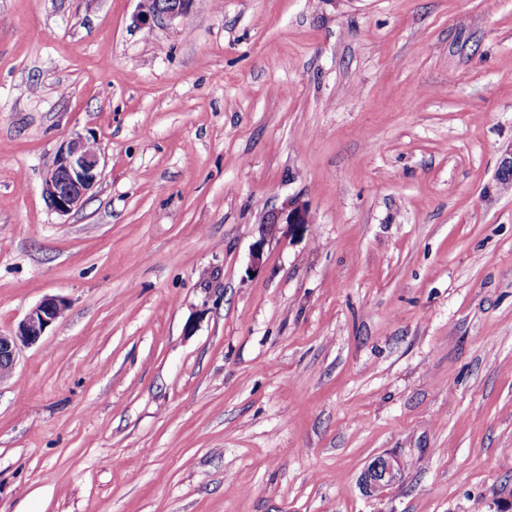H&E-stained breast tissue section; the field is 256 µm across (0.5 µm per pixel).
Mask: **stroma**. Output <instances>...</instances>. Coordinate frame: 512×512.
<instances>
[{"label":"stroma","instance_id":"obj_1","mask_svg":"<svg viewBox=\"0 0 512 512\" xmlns=\"http://www.w3.org/2000/svg\"><path fill=\"white\" fill-rule=\"evenodd\" d=\"M137 8L0 0V512H512V0ZM156 5L147 7V0H139L136 20L147 24L183 18L190 12L194 0H156ZM104 168L105 156L94 140L78 135L64 141L44 174L50 208L65 215L79 207ZM66 307L61 298H46L26 314L15 332L0 333V382L11 376L21 347L36 344L47 328L63 316ZM403 462L396 457H380L366 469L362 478L367 493H378L387 489L403 470Z\"/></svg>","mask_w":512,"mask_h":512}]
</instances>
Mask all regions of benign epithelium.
Masks as SVG:
<instances>
[{
  "label": "benign epithelium",
  "instance_id": "7a95c632",
  "mask_svg": "<svg viewBox=\"0 0 512 512\" xmlns=\"http://www.w3.org/2000/svg\"><path fill=\"white\" fill-rule=\"evenodd\" d=\"M193 2L160 0L149 8L147 0H139L136 20L147 24L183 18L189 14ZM104 168L105 156L95 141L80 135L64 141L44 174L50 208L65 215L79 207L99 182ZM65 310L63 299L46 298L26 314L15 332L0 334V381L11 376L18 351L36 344ZM403 468V462L396 457L376 459L362 478L365 491L371 494L384 491L395 482Z\"/></svg>",
  "mask_w": 512,
  "mask_h": 512
}]
</instances>
